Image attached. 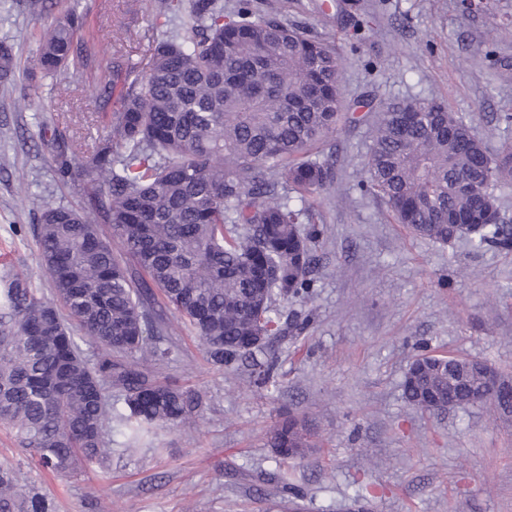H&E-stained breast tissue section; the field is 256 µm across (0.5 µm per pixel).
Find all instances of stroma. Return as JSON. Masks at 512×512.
<instances>
[{
    "label": "stroma",
    "instance_id": "stroma-1",
    "mask_svg": "<svg viewBox=\"0 0 512 512\" xmlns=\"http://www.w3.org/2000/svg\"><path fill=\"white\" fill-rule=\"evenodd\" d=\"M72 0H18L0 19V43L19 67L32 65L42 25ZM100 61L138 68L155 19L148 0H87ZM283 24L335 46L345 111L331 138L339 156L332 188L315 196L327 231L319 250L309 330L274 341L277 386L255 387L207 359L193 333L171 337L160 380L202 391L195 422L161 432L154 445L125 448L112 425L105 468L58 479L31 462L0 428V463L55 501V512H512V417L491 418L476 404L441 417L411 408L402 381L415 355L477 359L512 377V252L464 240L441 245L394 223L383 201L356 183L368 154L365 104L436 98L470 124L491 153L512 144V41L488 30L512 22V0H252ZM123 41H113L115 31ZM71 91L50 79L0 81V273L26 272L50 295L32 215L18 201L16 177L63 203L79 201L58 181L39 130L48 124L82 143L99 135L103 111L85 75ZM305 418L313 448L283 459L268 445L281 406ZM302 490L281 499L282 483Z\"/></svg>",
    "mask_w": 512,
    "mask_h": 512
}]
</instances>
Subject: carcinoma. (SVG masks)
<instances>
[{"label":"carcinoma","instance_id":"carcinoma-1","mask_svg":"<svg viewBox=\"0 0 512 512\" xmlns=\"http://www.w3.org/2000/svg\"><path fill=\"white\" fill-rule=\"evenodd\" d=\"M149 4L158 19L180 18L182 32L155 41L115 98L112 65H99L85 38L80 0L40 35L37 68L52 93L69 92L70 69H97L100 98L113 104L90 145L57 127L40 133L58 179L81 184V207L20 185L53 299L21 272L0 278V422L59 477L111 456L114 418L137 442L202 414L200 392L146 369L168 358L163 341L179 335L168 310L214 365L245 362L258 387L277 386L272 337L312 323L309 310L283 320L275 305H304L313 292L325 227L310 198L334 184L337 156L311 151L341 117L336 49L257 15L251 0L228 19L219 0ZM16 70L12 49L0 46V76ZM377 112L360 191L432 242L467 238L512 251V224L494 193L512 179V148L493 158L443 101L382 102ZM88 340L101 349L93 363L81 347ZM403 394L431 415L475 403L498 413L509 402L486 396L479 373L437 355L411 362ZM269 446L304 457L306 426L283 411ZM0 512L54 510L0 467Z\"/></svg>","mask_w":512,"mask_h":512}]
</instances>
